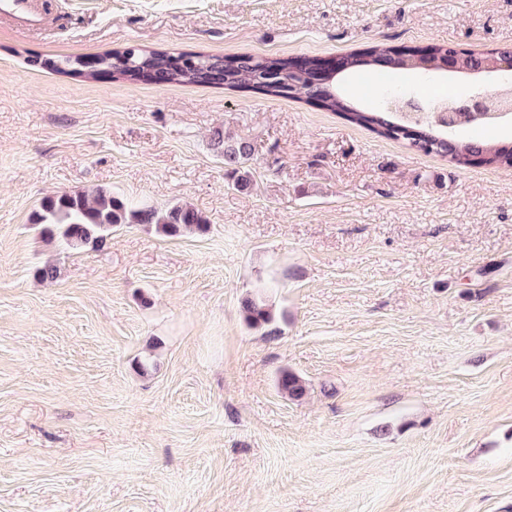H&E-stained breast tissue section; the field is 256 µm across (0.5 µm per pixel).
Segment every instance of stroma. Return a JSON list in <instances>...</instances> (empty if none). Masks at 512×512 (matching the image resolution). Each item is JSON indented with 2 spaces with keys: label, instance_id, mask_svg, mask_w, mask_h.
<instances>
[{
  "label": "stroma",
  "instance_id": "35a3bbf8",
  "mask_svg": "<svg viewBox=\"0 0 512 512\" xmlns=\"http://www.w3.org/2000/svg\"><path fill=\"white\" fill-rule=\"evenodd\" d=\"M43 3L45 29L0 18V512H512V169L298 99L28 63L481 53L512 48V0ZM218 130L252 143L250 189ZM97 189L208 228L73 250L34 225ZM214 145L224 157V171L233 177L234 186L239 191L248 190L251 182L247 171L241 172L242 165L254 155L253 146L245 140L226 139L222 132L214 136ZM245 321L250 327L267 326L273 321L271 309L261 298H247L244 303ZM278 388L281 393L290 399H299L306 392V383L296 373L290 370H283L277 380Z\"/></svg>",
  "mask_w": 512,
  "mask_h": 512
}]
</instances>
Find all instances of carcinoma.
<instances>
[{
    "label": "carcinoma",
    "mask_w": 512,
    "mask_h": 512,
    "mask_svg": "<svg viewBox=\"0 0 512 512\" xmlns=\"http://www.w3.org/2000/svg\"><path fill=\"white\" fill-rule=\"evenodd\" d=\"M392 51L390 46H376L374 51L351 53L344 56L345 64L353 72H379L372 55H383ZM184 54L149 50L136 45L120 51H109L93 58L91 66L98 75L90 79L105 76L113 81L136 82L139 74L149 70L151 82L165 86L169 84L222 85L234 90L240 85L250 83L257 91L267 97L277 98L290 93L295 98L310 102L318 100V107L340 115L352 125L370 130L377 135L401 141L417 151V145L397 133L393 112L387 102L396 99L403 89L386 86L381 89L380 97L385 103L380 110L373 111L361 106L368 91L360 87L354 97L340 93L337 83L313 84V67L316 59L306 58L305 67L297 68L289 57H265L252 54L215 56L199 53L191 63L182 65ZM448 57V48L442 44L430 46L428 54L419 57L422 67L439 68L440 62ZM491 58L490 53L476 54L462 52L458 59V73L467 75L481 69V62ZM87 63L85 57L62 56L57 58L36 59L31 65L50 70L56 74L71 76L76 69ZM407 126L416 130V136L422 145L428 146L426 154H435L449 159L459 167L473 165L512 168V147L498 145L477 139H453L448 129L433 120L424 118L418 122H409ZM214 145L224 157L225 174L233 177L234 186L239 191L250 188L247 172L242 170L245 161L254 155L253 146L245 140H230L218 132L214 136ZM36 223L53 227L59 237L71 249L88 245L103 244L112 228L121 224H155L158 230L167 236H176L185 231H203L207 219L198 210L190 206H174L165 212L155 209H131L120 197L110 192H99L94 198H88L82 192H63L43 201ZM245 321L251 327L267 326L273 321L271 309L260 298H248L244 303ZM278 389L290 399H299L306 392V383L296 373L283 370L277 380Z\"/></svg>",
    "instance_id": "carcinoma-1"
}]
</instances>
